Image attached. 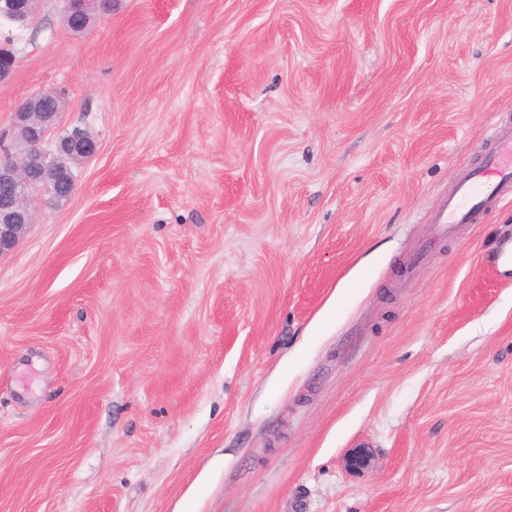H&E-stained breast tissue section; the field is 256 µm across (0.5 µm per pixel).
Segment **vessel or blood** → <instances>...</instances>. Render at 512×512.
I'll return each instance as SVG.
<instances>
[{
    "label": "vessel or blood",
    "mask_w": 512,
    "mask_h": 512,
    "mask_svg": "<svg viewBox=\"0 0 512 512\" xmlns=\"http://www.w3.org/2000/svg\"><path fill=\"white\" fill-rule=\"evenodd\" d=\"M492 150L483 168L466 173L435 216L444 228L480 219L512 196V127L494 128Z\"/></svg>",
    "instance_id": "1"
}]
</instances>
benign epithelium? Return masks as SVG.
<instances>
[{
    "mask_svg": "<svg viewBox=\"0 0 512 512\" xmlns=\"http://www.w3.org/2000/svg\"><path fill=\"white\" fill-rule=\"evenodd\" d=\"M35 0H0V20L16 23L26 20L35 9ZM93 0H82L80 5L65 13L67 26L82 32L88 25V13ZM16 67V57L6 46H0V83L8 81ZM58 97L50 90L28 99L13 113V126L25 131L30 146L25 150L0 152V255L11 252L28 227L34 223V214L28 200L37 193H47L54 199L62 198L56 188L44 181L30 178V172L56 161H75L93 156L97 142L89 134L74 131L59 137L52 150L42 148L47 133L56 126L63 108L43 112L39 103L47 97ZM371 461L366 448H355L345 457V467L351 472L365 470Z\"/></svg>",
    "mask_w": 512,
    "mask_h": 512,
    "instance_id": "benign-epithelium-1",
    "label": "benign epithelium"
}]
</instances>
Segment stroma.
Returning <instances> with one entry per match:
<instances>
[{
    "instance_id": "35a3bbf8",
    "label": "stroma",
    "mask_w": 512,
    "mask_h": 512,
    "mask_svg": "<svg viewBox=\"0 0 512 512\" xmlns=\"http://www.w3.org/2000/svg\"><path fill=\"white\" fill-rule=\"evenodd\" d=\"M64 6L0 84L98 144L0 256V512H512V200L433 222L512 0Z\"/></svg>"
}]
</instances>
